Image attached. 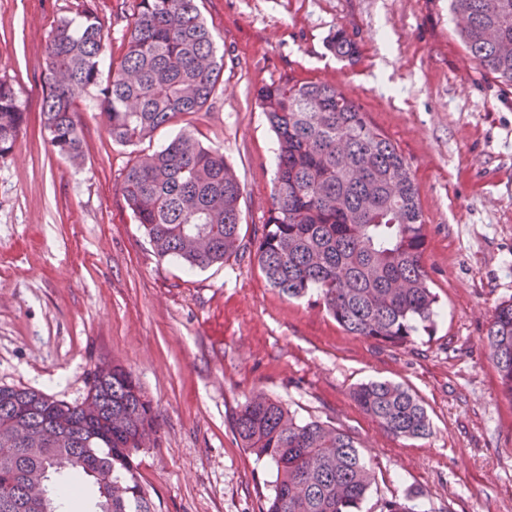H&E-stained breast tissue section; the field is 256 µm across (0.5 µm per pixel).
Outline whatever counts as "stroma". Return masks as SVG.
<instances>
[{"mask_svg": "<svg viewBox=\"0 0 512 512\" xmlns=\"http://www.w3.org/2000/svg\"><path fill=\"white\" fill-rule=\"evenodd\" d=\"M82 2L0 0V77L27 113L0 158V385L75 403L97 364L125 366L158 429L135 458L158 512H261L272 470L232 428L259 392L357 439L377 477L362 512L409 496L418 512H512V401L484 343L512 299V87L470 59L448 0H200L224 58L216 97L134 146L113 142L83 100L76 165L53 151L40 113L48 36ZM134 5L96 0L113 56ZM339 28L358 43L354 61L327 48ZM288 78L342 90L409 165L439 303L432 331L407 346L351 335L314 299L279 293L253 253L194 270L159 257L124 205L129 161L183 130L234 168L252 239L276 149L256 93ZM371 380L416 393L431 435L383 431L352 398Z\"/></svg>", "mask_w": 512, "mask_h": 512, "instance_id": "1", "label": "stroma"}]
</instances>
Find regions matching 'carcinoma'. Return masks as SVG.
Listing matches in <instances>:
<instances>
[{
  "mask_svg": "<svg viewBox=\"0 0 512 512\" xmlns=\"http://www.w3.org/2000/svg\"><path fill=\"white\" fill-rule=\"evenodd\" d=\"M461 20L470 56L512 87V0H449ZM328 47L352 60L356 42L339 28ZM105 62L97 10L60 20L46 47L42 123L61 156L77 162L84 139L77 100L93 96L112 141L134 146L156 129L201 111L217 94L223 59L198 0H136L123 53ZM257 100L277 139L268 217L252 242L270 285L290 298L316 296L354 336L402 347L433 325L438 303L422 264L426 234L418 192L399 150L367 113L333 85L285 80L261 87ZM27 123L12 83L0 79V157L15 148ZM127 209L157 255L191 269L222 264L244 248L243 190L224 153L180 134L162 149L137 155L120 188ZM485 343L506 396L512 399V301L499 304ZM352 398L396 438L431 433L423 401L391 381L357 386ZM88 417L70 404L29 388L0 385V512H39L28 483L43 479L51 512L84 481L96 491L95 512H155L134 457L151 447V404L125 368L92 372ZM242 446L274 468L262 512H362L374 471L346 430L299 421L284 405L256 393L237 412Z\"/></svg>",
  "mask_w": 512,
  "mask_h": 512,
  "instance_id": "carcinoma-1",
  "label": "carcinoma"
}]
</instances>
